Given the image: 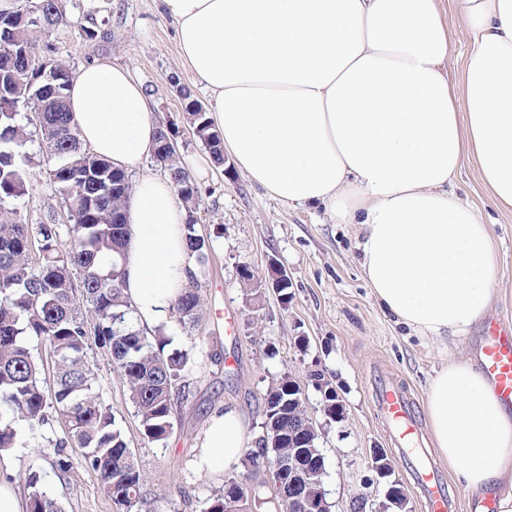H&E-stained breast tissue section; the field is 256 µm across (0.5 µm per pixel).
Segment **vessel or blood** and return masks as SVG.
<instances>
[{
	"instance_id": "vessel-or-blood-1",
	"label": "vessel or blood",
	"mask_w": 512,
	"mask_h": 512,
	"mask_svg": "<svg viewBox=\"0 0 512 512\" xmlns=\"http://www.w3.org/2000/svg\"><path fill=\"white\" fill-rule=\"evenodd\" d=\"M479 357L497 395L504 403L512 404L511 320L500 318L489 323ZM373 404L397 446L418 444L420 412L405 387L386 375H379ZM414 480L426 498L428 512H448V486L438 471L427 467L418 469Z\"/></svg>"
}]
</instances>
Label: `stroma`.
<instances>
[{
	"mask_svg": "<svg viewBox=\"0 0 512 512\" xmlns=\"http://www.w3.org/2000/svg\"><path fill=\"white\" fill-rule=\"evenodd\" d=\"M65 22L35 37L48 54L70 70L94 60L127 66L144 87L161 125L177 132L180 161L199 188L194 213L200 236L212 251L200 277L204 302L202 332L208 351L222 361H207L192 381V394L176 405L173 432L166 444L149 442L111 362L98 352L87 361L95 390L111 408L143 475V500L132 512H203L206 499L220 482L199 476L192 462L199 451L213 409L232 404L245 413L253 432H260L264 396L272 381L291 375L305 391L309 417L318 429L325 454L323 488L331 512H380L385 489L370 483L371 453L386 449L393 476L406 488L407 512H427L411 488V461L390 445L372 405L378 370L405 383L416 400L443 363L436 345L396 324L370 294L363 277L354 225L334 223L322 207H291L272 198L238 168L233 158L215 166L194 136L170 77H178L196 99L209 103L208 91L196 84L183 63L176 24L161 0H62ZM97 28L96 40L83 30ZM29 192L15 200L17 218L26 224L69 223L45 164L28 168ZM459 197L479 210L495 240L498 259L491 314L512 319V208L498 206L483 184L476 165L466 161L454 182ZM286 269L292 298L282 304L272 289L258 303L247 301L240 266L258 279L268 278L270 260ZM308 339L298 347L296 337ZM324 369L340 389L345 418L328 421L320 410L321 395L311 385V370ZM44 448L17 445L0 463V480L24 488L28 472L66 512H125L104 492L97 472L88 468L83 451L66 441L62 424L46 432ZM63 449H56V442ZM67 456L70 471L60 476L57 454Z\"/></svg>",
	"mask_w": 512,
	"mask_h": 512,
	"instance_id": "obj_1",
	"label": "stroma"
}]
</instances>
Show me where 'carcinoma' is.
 Returning a JSON list of instances; mask_svg holds the SVG:
<instances>
[{"label":"carcinoma","mask_w":512,"mask_h":512,"mask_svg":"<svg viewBox=\"0 0 512 512\" xmlns=\"http://www.w3.org/2000/svg\"><path fill=\"white\" fill-rule=\"evenodd\" d=\"M24 0L0 8V26L16 30L19 51H0V450L19 443L18 426L28 433L26 445L43 447L44 431L62 422L72 443L85 450V463L96 471L105 493L131 509L142 498L143 478L122 435L116 417L95 393V377L85 364L93 348L107 356L126 387L145 438L164 444L173 431L175 404L191 395L190 380L202 365L204 348L167 349L170 339L137 327L134 307L125 295L124 271L118 262L105 270L97 258L124 252L125 203L132 192L126 173L95 155L86 158L67 108L69 67L45 64L35 29H49L64 20L61 0H36L33 15ZM58 93L59 107L42 113L38 134L43 161L71 216V224H23L13 218L10 202L24 196L25 167L36 154L27 149L28 133L19 122L20 109L37 112L42 96ZM184 110L193 133L224 165L221 133L207 112L198 108L192 92L182 88ZM175 130L160 127L154 158L167 169L178 199L187 211L184 237L198 269L208 262L210 243L196 233L194 210L198 187L189 169L179 164L175 150L165 146ZM184 328L199 330L203 299L197 273H192L171 312ZM53 358L54 383L45 390L31 342ZM264 424L285 431L276 444L262 438L246 450L242 468L252 482L250 492L261 500L259 512H288V501L299 498L296 512H312L320 499L325 455L319 433L307 413L299 385L288 374L267 390ZM286 461L280 487L269 483L264 461ZM28 512H63L58 499L32 472L26 476ZM228 490L216 491L204 512H224V494H233L238 478L224 479Z\"/></svg>","instance_id":"carcinoma-1"}]
</instances>
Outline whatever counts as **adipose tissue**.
<instances>
[{"mask_svg": "<svg viewBox=\"0 0 512 512\" xmlns=\"http://www.w3.org/2000/svg\"><path fill=\"white\" fill-rule=\"evenodd\" d=\"M184 62L209 90L224 149L290 205L322 206L357 228L376 303L445 346L486 316L496 248L453 190L474 160L492 198L512 207V0H456L470 51L454 82L452 26L439 0H162ZM83 146L130 172L153 156L159 123L126 67L83 65L67 92ZM119 261L138 325L165 324L192 262L186 209L170 178L147 175L127 205ZM425 403L434 447L466 492L512 512V411L476 361L455 354ZM255 434L227 406L209 418L193 462L240 469Z\"/></svg>", "mask_w": 512, "mask_h": 512, "instance_id": "adipose-tissue-1", "label": "adipose tissue"}]
</instances>
